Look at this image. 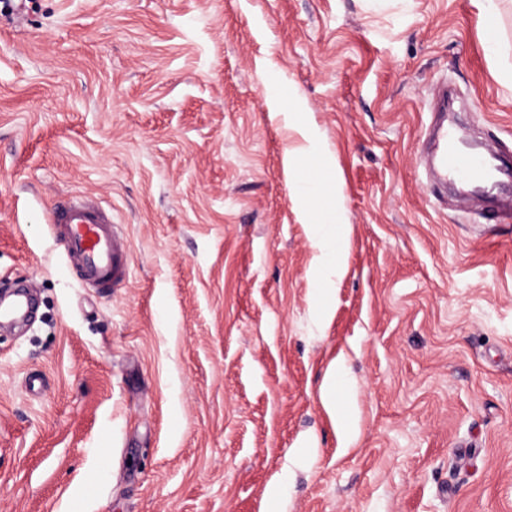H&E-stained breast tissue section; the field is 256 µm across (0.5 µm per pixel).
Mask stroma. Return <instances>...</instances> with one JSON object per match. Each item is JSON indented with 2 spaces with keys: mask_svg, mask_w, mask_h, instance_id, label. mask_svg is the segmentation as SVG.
<instances>
[{
  "mask_svg": "<svg viewBox=\"0 0 512 512\" xmlns=\"http://www.w3.org/2000/svg\"><path fill=\"white\" fill-rule=\"evenodd\" d=\"M500 10L493 60L470 0L0 13V286L37 291L0 329V512H512V221L416 165L444 82L512 156ZM300 123L318 158L292 167ZM329 165L330 280L304 197ZM78 195L111 211L124 283L56 243ZM315 245L324 260L325 271L329 276L337 275L343 256L341 238L336 239V235H324L317 239Z\"/></svg>",
  "mask_w": 512,
  "mask_h": 512,
  "instance_id": "1",
  "label": "stroma"
}]
</instances>
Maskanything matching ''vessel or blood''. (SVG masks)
<instances>
[{
	"label": "vessel or blood",
	"instance_id": "b4317fda",
	"mask_svg": "<svg viewBox=\"0 0 512 512\" xmlns=\"http://www.w3.org/2000/svg\"><path fill=\"white\" fill-rule=\"evenodd\" d=\"M430 165L435 183L464 184L472 198L497 191L512 195V160L494 148L469 154L457 144L453 124L441 122L432 133ZM53 234L66 258L78 265L85 281L101 288L121 283L129 271L128 249L112 217L95 203L78 198L53 214ZM31 299L16 291L0 296V319L25 318Z\"/></svg>",
	"mask_w": 512,
	"mask_h": 512
}]
</instances>
